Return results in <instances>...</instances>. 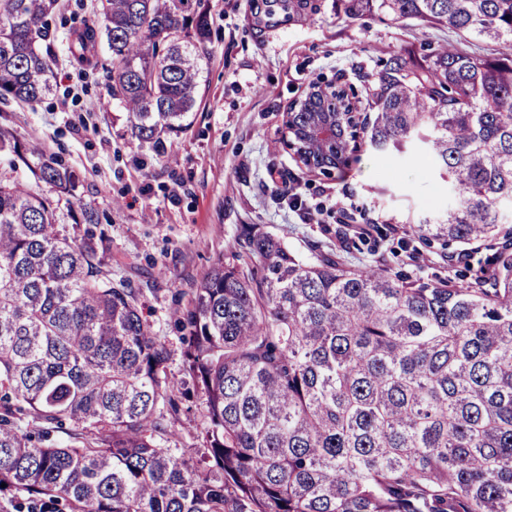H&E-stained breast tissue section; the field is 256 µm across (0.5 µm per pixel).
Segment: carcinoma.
<instances>
[{"mask_svg": "<svg viewBox=\"0 0 512 512\" xmlns=\"http://www.w3.org/2000/svg\"><path fill=\"white\" fill-rule=\"evenodd\" d=\"M339 2L503 45L393 54L363 125L342 120L377 155L423 145L455 191L419 240L506 245L464 287L304 261L245 224L171 311L176 348L112 280L107 233L80 231L97 217L70 200L73 171L0 123V498L15 512H512V0ZM63 7L0 0V104L53 94ZM103 36L127 131L167 155L196 105L202 0H98L75 60ZM321 117L288 112L282 138ZM348 147L307 137L297 156L329 176ZM195 407L188 456L177 424Z\"/></svg>", "mask_w": 512, "mask_h": 512, "instance_id": "1", "label": "carcinoma"}]
</instances>
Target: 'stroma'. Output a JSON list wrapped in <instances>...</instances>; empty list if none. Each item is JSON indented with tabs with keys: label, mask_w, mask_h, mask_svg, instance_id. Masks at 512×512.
<instances>
[{
	"label": "stroma",
	"mask_w": 512,
	"mask_h": 512,
	"mask_svg": "<svg viewBox=\"0 0 512 512\" xmlns=\"http://www.w3.org/2000/svg\"><path fill=\"white\" fill-rule=\"evenodd\" d=\"M50 24L56 35L57 88L43 102L12 108L18 139L62 157L76 175L75 203L91 206L112 240V277L124 280L151 311L152 329L172 335L170 308L219 257L236 248L241 228L260 224L291 250H321L363 267L447 278L466 285L461 264L417 239L414 219L447 206L419 154L388 157L350 151L330 177L306 170L281 142L284 116L319 75L343 76L356 117H364L368 77L397 51L419 58L448 32L409 19H349L335 0H206L210 56L203 65L193 122L159 157L131 138L122 107L107 93L110 53L97 67L73 61L67 35L92 17L97 0H66ZM298 187L299 205L286 196ZM316 218L303 221L300 208ZM372 222L368 236L356 223Z\"/></svg>",
	"instance_id": "35a3bbf8"
}]
</instances>
